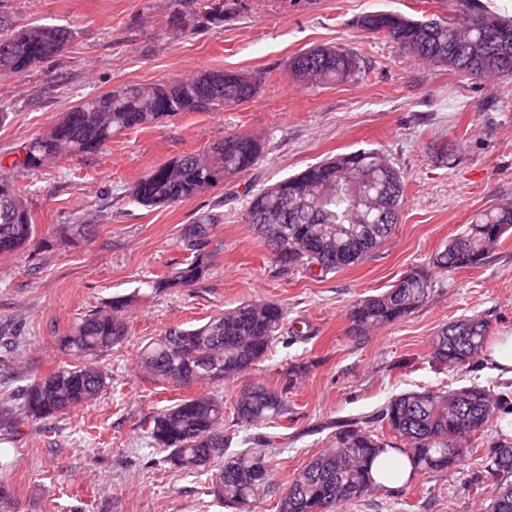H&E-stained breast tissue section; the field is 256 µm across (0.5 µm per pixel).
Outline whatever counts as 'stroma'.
<instances>
[{
    "label": "stroma",
    "instance_id": "obj_1",
    "mask_svg": "<svg viewBox=\"0 0 512 512\" xmlns=\"http://www.w3.org/2000/svg\"><path fill=\"white\" fill-rule=\"evenodd\" d=\"M464 7L463 0H230L222 20L181 29L169 19L188 11L185 0H0V14L15 25L73 32L59 56L24 76H0V104L9 112L0 123V158L7 162L87 94L200 70L246 73L258 83L248 102L164 118L118 134L98 153L13 174L30 189L37 238L77 220L93 231L74 246L0 256V323L20 332L14 368L0 369V402L62 361L57 339L77 318L114 296L133 298L126 341L97 359L109 383L95 401L39 423L17 415L0 424V486L17 512H228L204 495V477L163 464L147 437L148 416L196 391L151 378L139 353L153 336L245 302H277L285 319L271 351L242 380L212 390L228 397L244 383L278 389L291 366L303 365L288 395L289 419L268 430L282 491L324 447L331 421L373 414L404 390L500 385L490 366L451 371L429 353L438 330L463 315L490 320L492 338L512 335V232L479 266L430 271V294L407 317L364 336L350 330L356 303L411 271L430 270L432 254L474 214L512 200V77L479 80L415 61L357 24L370 12L448 18ZM323 45L356 54L357 75L324 88L289 77L290 58ZM235 133L262 140L252 171L168 207L129 198L151 167ZM362 148L382 152L405 179L395 231L358 263L327 275L283 270L248 220L247 190ZM210 210L222 220L210 234L204 277L190 288H148V280L190 260L182 236ZM293 330L300 338L283 345ZM494 437L476 436L458 468L338 512H488L492 489L473 485L472 476L486 466Z\"/></svg>",
    "mask_w": 512,
    "mask_h": 512
}]
</instances>
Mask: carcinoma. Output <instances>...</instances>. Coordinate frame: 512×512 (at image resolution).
<instances>
[{"mask_svg": "<svg viewBox=\"0 0 512 512\" xmlns=\"http://www.w3.org/2000/svg\"><path fill=\"white\" fill-rule=\"evenodd\" d=\"M208 20L224 17V0H195ZM368 32L382 34L421 62L444 65L475 78L512 77V19L480 0H465L462 14L448 21L415 20L396 12H373L358 21ZM71 37L59 25L16 27L0 15V75L21 76L36 62L58 56ZM357 57L342 49L314 47L289 61L293 78L322 87L352 78ZM255 93L245 73L201 71L174 81L137 83L112 92L84 97L62 113L49 131L24 143L11 169L35 171L52 161L93 154L112 136L132 127L153 124L184 112H213L227 102L244 103ZM253 135H226L200 154L182 155L151 168L129 188L144 207L173 205L201 196L224 179L251 170L262 155ZM405 204L404 178L377 150H356L306 168L248 196L253 230L271 256L288 253L284 268L318 270L324 275L350 266L379 248L399 223ZM222 216L204 212L183 234L191 261L151 280L156 292L175 286L190 288L203 276L209 233ZM89 224H61L55 239L38 247L75 244L90 234ZM512 230V202L475 214L470 223L432 259L446 273L478 266ZM35 225L25 191L0 178V256L30 246ZM429 273L414 271L382 294L360 301L351 311V330L368 331L401 319L427 298ZM130 298H112L109 309L80 318L58 338L61 351L74 362L57 366L19 390L20 410L42 421L97 399L107 375L96 359L124 343L128 324L123 312ZM284 311L273 301L241 304L190 329H170L151 339L141 351L142 367L155 379L175 385L194 377L200 384L237 379L270 350ZM491 326L480 316L448 323L432 338L430 358L450 370L475 368L484 359ZM17 331L0 328V366L7 367L17 350ZM300 366L288 371L281 390L262 385L241 388L235 396L206 392L145 420L146 434L164 452L163 462L194 476L217 468L209 493L237 512H252L257 502L274 493L272 440L263 430L288 419V390ZM512 416V386L496 390L480 385L448 391H403L375 414L336 422L326 446L315 453L280 497L278 512H337L403 480L404 470L390 455L397 452L412 465L410 476L456 468L472 451L470 439L484 433L494 419ZM387 427L401 445L385 438ZM254 434L239 438L238 429ZM487 465L473 477L493 488L490 512H512V441L502 438L487 449Z\"/></svg>", "mask_w": 512, "mask_h": 512, "instance_id": "obj_1", "label": "carcinoma"}]
</instances>
